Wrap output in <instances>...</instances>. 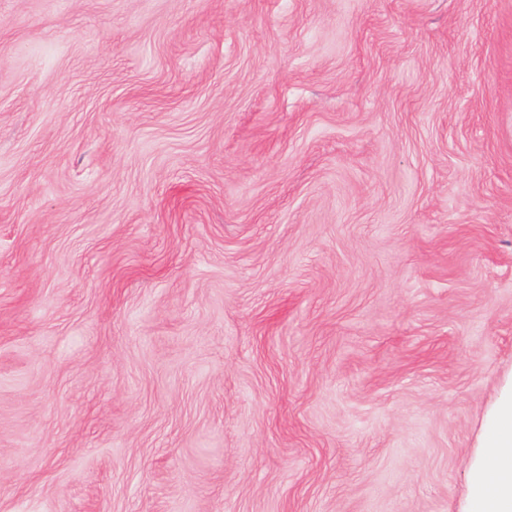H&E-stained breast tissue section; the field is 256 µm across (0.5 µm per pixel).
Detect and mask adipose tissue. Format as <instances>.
<instances>
[{
  "mask_svg": "<svg viewBox=\"0 0 512 512\" xmlns=\"http://www.w3.org/2000/svg\"><path fill=\"white\" fill-rule=\"evenodd\" d=\"M463 512H512V388L496 401L467 466Z\"/></svg>",
  "mask_w": 512,
  "mask_h": 512,
  "instance_id": "obj_1",
  "label": "adipose tissue"
}]
</instances>
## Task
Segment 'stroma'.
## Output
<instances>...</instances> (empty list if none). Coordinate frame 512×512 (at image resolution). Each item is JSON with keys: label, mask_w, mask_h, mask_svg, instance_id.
I'll return each instance as SVG.
<instances>
[{"label": "stroma", "mask_w": 512, "mask_h": 512, "mask_svg": "<svg viewBox=\"0 0 512 512\" xmlns=\"http://www.w3.org/2000/svg\"><path fill=\"white\" fill-rule=\"evenodd\" d=\"M512 373V0H0V512H459Z\"/></svg>", "instance_id": "1"}]
</instances>
